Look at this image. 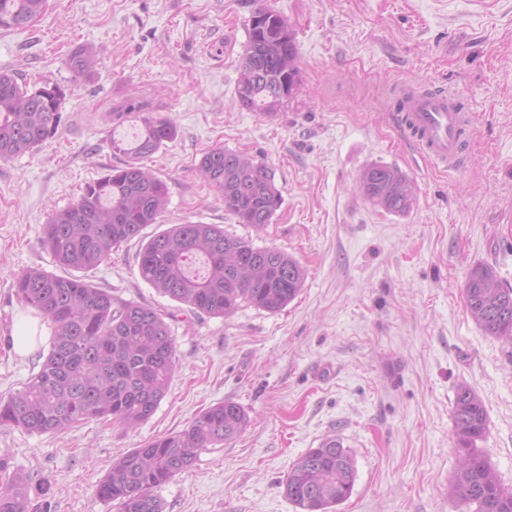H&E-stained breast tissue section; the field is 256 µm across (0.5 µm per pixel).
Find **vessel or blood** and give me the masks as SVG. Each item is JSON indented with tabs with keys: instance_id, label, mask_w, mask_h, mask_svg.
I'll return each mask as SVG.
<instances>
[{
	"instance_id": "vessel-or-blood-1",
	"label": "vessel or blood",
	"mask_w": 512,
	"mask_h": 512,
	"mask_svg": "<svg viewBox=\"0 0 512 512\" xmlns=\"http://www.w3.org/2000/svg\"><path fill=\"white\" fill-rule=\"evenodd\" d=\"M392 100L397 126L421 156L448 170L462 165L473 126L456 95L406 83L395 87Z\"/></svg>"
}]
</instances>
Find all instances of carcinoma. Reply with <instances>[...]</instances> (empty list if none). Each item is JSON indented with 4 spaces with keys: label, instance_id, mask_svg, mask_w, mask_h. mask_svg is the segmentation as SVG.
<instances>
[{
    "label": "carcinoma",
    "instance_id": "1",
    "mask_svg": "<svg viewBox=\"0 0 512 512\" xmlns=\"http://www.w3.org/2000/svg\"><path fill=\"white\" fill-rule=\"evenodd\" d=\"M46 0H0V28L22 29L40 17ZM96 60L86 47L74 49L68 66L76 77L93 73ZM236 104L262 114L280 110L300 85L298 48L288 21L259 6L248 24L240 59ZM61 88L45 83L33 91L0 71V160L39 148L62 122ZM140 133L132 143L112 139L121 163L85 185L80 196L53 211L42 241L66 270L87 271L111 258L120 244L163 223L168 187L144 164L176 136L172 120L140 112ZM199 172L240 224L262 230L281 205L274 173L242 152L214 148ZM361 194L395 215L416 202L411 179L399 168L372 164L359 175ZM139 273L158 293L193 312L228 317L242 303L270 313L282 311L300 293L303 266L290 254L232 238L217 224H172L153 234L140 251ZM15 294L52 330L39 369L8 398H0V428L31 434H62L98 418L128 429L148 420L165 397L176 367V339L153 307L119 301L83 278L30 268L14 278ZM464 302L483 332L512 343V286L494 267L474 265L466 278ZM458 467L453 476L457 512H512V488L493 470L484 449L487 415L482 399L460 385L453 403ZM249 414L225 401L202 410L184 429L152 438L112 463L98 482L100 500L117 512H164L157 490L189 468L199 455L241 436ZM356 471L349 452L325 439L289 467L284 494L300 512H335L349 498ZM45 484L31 474L10 471L0 452V512H32Z\"/></svg>",
    "mask_w": 512,
    "mask_h": 512
}]
</instances>
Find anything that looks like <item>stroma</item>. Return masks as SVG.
I'll return each instance as SVG.
<instances>
[{"label": "stroma", "instance_id": "stroma-1", "mask_svg": "<svg viewBox=\"0 0 512 512\" xmlns=\"http://www.w3.org/2000/svg\"><path fill=\"white\" fill-rule=\"evenodd\" d=\"M262 4L287 19L301 71L298 93L272 115L234 104L248 19ZM78 46L96 56L92 76L68 67ZM4 70L32 89L56 83L64 98L54 138L0 161V397L50 347L11 349L31 314L14 278L30 267L60 273L43 226L118 164L110 137L139 131L129 105L176 123L150 163L169 188L165 223L219 225L286 251L306 272L282 311L244 303L224 319L148 285L141 239L88 271L94 287L163 314L176 369L136 428L93 419L59 435L0 429L13 467L46 480L49 512H115L96 494L113 461L227 400L248 412L246 432L162 487L165 512H299L284 495L288 469L329 436L356 469L338 512H456L461 384L485 405L480 446L512 488V344L485 335L463 295L478 263L512 284V0H47L28 28H0ZM408 81L457 93L472 115L458 170L432 167L392 123L389 91ZM216 147L274 172L282 203L264 230L237 223L201 178ZM373 163L413 181L408 214L384 213L358 191Z\"/></svg>", "mask_w": 512, "mask_h": 512}]
</instances>
